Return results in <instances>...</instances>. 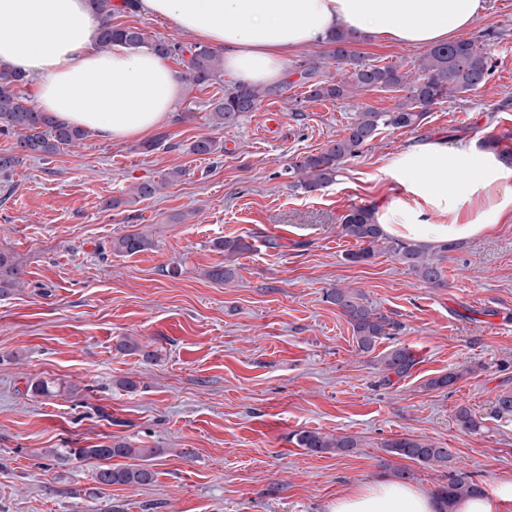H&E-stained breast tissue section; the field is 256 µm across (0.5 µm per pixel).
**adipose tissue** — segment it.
<instances>
[{
	"label": "adipose tissue",
	"mask_w": 512,
	"mask_h": 512,
	"mask_svg": "<svg viewBox=\"0 0 512 512\" xmlns=\"http://www.w3.org/2000/svg\"><path fill=\"white\" fill-rule=\"evenodd\" d=\"M142 11L222 51L246 84L277 81L288 56L343 28L416 46L447 42L486 0H141ZM88 0H0V64L36 86L41 111L115 141L145 136L172 113L180 82L162 58L117 41L99 51ZM385 174L402 192L377 213L392 235L464 241L512 215V165L494 152L447 141L391 156ZM435 497L378 479L337 498L330 512H439Z\"/></svg>",
	"instance_id": "adipose-tissue-1"
}]
</instances>
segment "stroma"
Instances as JSON below:
<instances>
[{
	"mask_svg": "<svg viewBox=\"0 0 512 512\" xmlns=\"http://www.w3.org/2000/svg\"><path fill=\"white\" fill-rule=\"evenodd\" d=\"M458 36L489 56L487 84L434 105L420 125L382 130L315 192L292 189L288 167L320 152L356 112H390L405 96L308 99L321 43L290 59L271 94L230 128L210 124L215 88L185 83L172 118L145 139L92 135L0 176V248L23 272L22 287L0 297V512H329L399 469L435 493L449 469L388 454L384 441L402 435L451 449L452 467L483 489L512 479V421L492 414L496 398L512 394V219L449 251L444 288L386 252L349 263L355 243L339 233L352 207L375 210L400 193L383 168L405 146L477 144L512 130V0H490ZM352 48L364 63L406 70L426 52L359 38ZM210 134L222 152H189ZM176 168L183 174L167 188L127 203L131 187ZM133 232L151 247L112 251L113 237ZM238 236L252 248L238 256L236 279L204 278L224 260L215 242ZM336 287L359 290L400 324L375 353L410 349L408 376L384 379L375 354L359 351L325 299ZM126 336L157 361L120 351ZM448 373L452 385L428 387ZM40 379L60 392L28 394ZM462 406L482 418L481 432L461 430ZM305 429L354 434L362 446L312 454L295 441ZM111 439L163 449L150 462L152 484L103 487L93 463L42 455Z\"/></svg>",
	"mask_w": 512,
	"mask_h": 512,
	"instance_id": "stroma-1",
	"label": "stroma"
}]
</instances>
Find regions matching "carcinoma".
Instances as JSON below:
<instances>
[{
	"label": "carcinoma",
	"mask_w": 512,
	"mask_h": 512,
	"mask_svg": "<svg viewBox=\"0 0 512 512\" xmlns=\"http://www.w3.org/2000/svg\"><path fill=\"white\" fill-rule=\"evenodd\" d=\"M92 12L100 20L98 45L109 49L112 43L122 41L134 49H147L163 58H181L186 80L191 86L207 87L222 82L224 62L214 49L202 44H179L154 39L133 26H115L112 15L116 12L135 13L139 0H90ZM353 37L338 30L327 40L329 49L322 52L309 75L315 76L322 68L334 64L345 67L347 80H318L309 85V98L314 100L341 99L355 91L392 90L405 88L408 94L392 112L365 110L357 113L354 121L343 134L328 141L317 154L306 155L293 165L297 176L294 187L312 192L331 183L342 165L357 155L360 148L373 141L386 128H404L421 123L431 107L457 94L480 89L491 74L488 57L475 47L473 41L462 39L438 44L418 60L416 69L422 76L409 77V72L400 71L394 65L378 66L362 62L351 50ZM25 77L7 68H0V134H9L16 139V149L27 155H53L63 146H74L88 137L84 129L55 121L44 112L24 104L18 94L19 84ZM270 91L254 85L235 84L224 89L222 96L210 103V123L216 129L233 125L241 114L252 112ZM190 153L208 156L223 151L219 140L212 136H201L189 146ZM182 175L175 170L165 181L142 182L130 190L129 202L149 199L160 192L165 183ZM340 234L354 240L359 249L346 254L352 263L367 262L381 250L391 253L419 280L435 287L445 288L441 262L447 259L451 245L439 242L426 246L411 239L388 236L377 224L374 214L367 207H355L344 216ZM151 240L142 233H127L112 238V251L119 254H136L151 247ZM224 251V263L216 264L204 271V276L215 282L228 284L235 279L234 257L250 250L249 242L242 237L226 238L217 242ZM22 284V271L8 251L0 249V296L10 294ZM326 300L336 305L351 324L356 343L363 353L375 350L378 342L398 330V323L364 303L362 294L352 288H332L326 292ZM377 364L390 376H407L416 359L413 353L402 347L392 348L378 356ZM493 414L498 418H512V394L497 397ZM459 426L469 432L482 428L481 419L461 407L456 412ZM296 444L310 453H352L361 447L355 435L328 436L318 430L300 431L295 436ZM385 451L401 458L414 460L422 465L449 466L453 454L448 448H440L432 442L410 437L388 439ZM164 452L162 448H133L126 442L97 444L90 448H47L43 455L58 464L71 461H92L95 469L92 479L100 486L149 484L155 472L146 465ZM114 458L139 459L138 465H122L112 462ZM482 493V488L472 477L459 470L448 472V483L436 492L442 505L440 512H448L457 501Z\"/></svg>",
	"instance_id": "cac0c4a2"
}]
</instances>
